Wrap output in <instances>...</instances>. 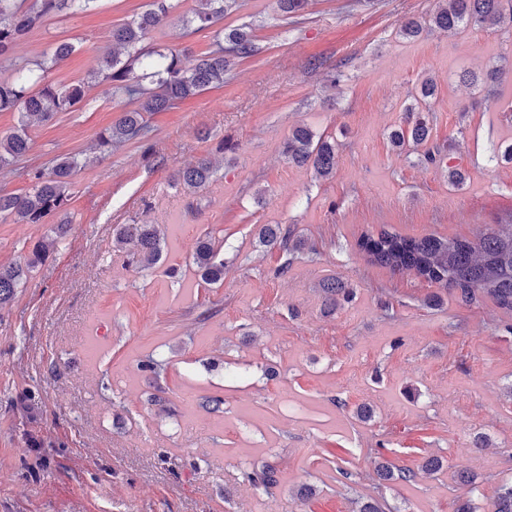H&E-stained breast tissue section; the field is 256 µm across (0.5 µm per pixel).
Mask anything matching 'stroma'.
Segmentation results:
<instances>
[{"label": "stroma", "instance_id": "obj_1", "mask_svg": "<svg viewBox=\"0 0 512 512\" xmlns=\"http://www.w3.org/2000/svg\"><path fill=\"white\" fill-rule=\"evenodd\" d=\"M145 0H99L63 12L12 50L32 62L58 41L75 52L53 72L76 81L97 66L112 30ZM177 15L149 45L212 48L214 31L186 33ZM438 0H313L283 19L277 0H238L223 25L254 22L261 51L236 63L223 88L150 116L148 142L113 149L78 170L67 237L0 311V512H354L375 490L376 454L411 468L442 462L416 482L381 492L390 512H454L457 500L488 507L512 480V334L491 302L462 303L437 288L368 264L363 234L471 238L512 215V143L504 103L459 79L504 64L512 79V26L470 24L398 38L405 17ZM341 81L331 86L328 77ZM435 75L434 141L469 179L391 151L387 134L409 94ZM94 87L76 110L30 127L25 168L88 151L126 108ZM334 137L336 173L281 157L297 125ZM228 144L216 154L218 143ZM215 155L216 180L196 195L173 175ZM137 218L158 225L163 258L134 271L112 248V227ZM264 224H288L306 246L285 275L278 250L257 242ZM222 233L224 284H203L191 264L197 239ZM45 224L0 219V264L26 255ZM354 290L325 313L328 275ZM170 363L168 417L147 403L137 365ZM220 391L222 414L199 405ZM367 406L371 419L357 411ZM486 437L478 448L475 437ZM280 461L273 493L246 471ZM478 477L477 490L460 481ZM316 490L304 502L302 486Z\"/></svg>", "mask_w": 512, "mask_h": 512}]
</instances>
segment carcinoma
I'll use <instances>...</instances> for the list:
<instances>
[{
	"label": "carcinoma",
	"mask_w": 512,
	"mask_h": 512,
	"mask_svg": "<svg viewBox=\"0 0 512 512\" xmlns=\"http://www.w3.org/2000/svg\"><path fill=\"white\" fill-rule=\"evenodd\" d=\"M97 0H0V59H9L10 50L37 25L69 10L73 13L91 9ZM236 0H194L193 8L181 17L190 32L212 29L223 21ZM285 16H298L310 0H278ZM176 8L173 0H148L146 9L132 16L112 32V47L99 57L98 67L85 80L70 84L56 83L50 73L74 52L69 41L55 44L35 63L13 62L9 77L0 79V112L18 113L17 126L0 135V169L25 157L32 148L29 134L33 121L43 122L58 112H67L80 104L92 84L107 82L113 92L126 96L134 107L124 111L111 125L102 129L95 150L107 154L121 144L142 140L150 131L147 115L164 111L175 103L210 88L224 86L226 76L236 61L258 55L261 48L251 35L252 24L244 23L223 33L208 53L189 57L178 48L154 51L146 46L149 35L165 26ZM488 21L511 24L512 13L506 12L503 0H440L438 9L427 18H410L403 22L398 35L414 40L434 28L458 31L471 23ZM503 66L488 68L479 75L473 71L462 74L485 96L495 97ZM438 90L433 75L425 77L410 94L403 121L388 132L393 151L402 155H418L427 166L445 165L446 155L433 143V125L428 112ZM282 156L286 161L313 170L318 178L333 175L336 167V139L316 135L305 125L293 128L285 137ZM83 163L76 154L56 157L47 168L30 169L26 176L30 186L22 193L0 192V217L15 224H42L51 216L58 218L50 232L37 240L27 256L0 264V309L9 306L30 273L45 262L68 234L72 224L69 205L72 199L73 176ZM184 191L197 194L215 181V170L207 156L174 176ZM260 245L276 247L281 263L274 274L291 270L297 255L305 247L304 240L286 224H264L258 229ZM163 237L156 224H117L112 229V245L126 253V265L141 268L157 264L163 255ZM356 247L367 261L394 274L414 276L442 288L459 291L465 303L477 299L512 314V217L473 239L426 234L403 235L387 229L375 235L364 234ZM192 265L202 282L209 286L224 283V238L207 232L199 238L192 255ZM324 309L333 313L353 298V289L337 276H328L320 283ZM155 393L149 404L158 412L171 414L174 409L166 397L168 363L149 357L139 364ZM373 472L377 487L390 481L413 482L417 472L378 458ZM278 465L266 462L245 473L254 487L269 493L280 484ZM492 512H512V483L499 486L492 502Z\"/></svg>",
	"instance_id": "cac0c4a2"
}]
</instances>
